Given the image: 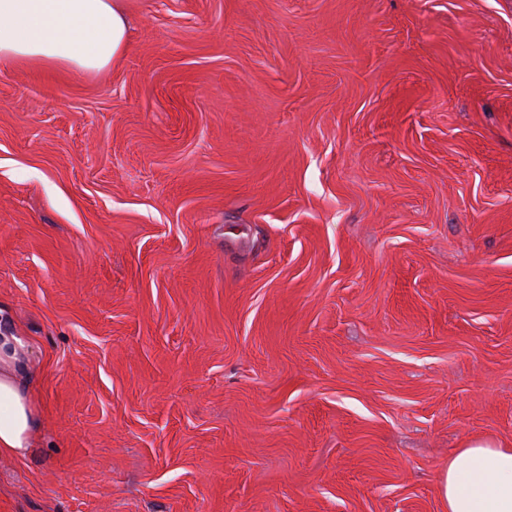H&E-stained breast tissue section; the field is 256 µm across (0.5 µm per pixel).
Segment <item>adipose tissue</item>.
I'll return each mask as SVG.
<instances>
[{
	"label": "adipose tissue",
	"mask_w": 512,
	"mask_h": 512,
	"mask_svg": "<svg viewBox=\"0 0 512 512\" xmlns=\"http://www.w3.org/2000/svg\"><path fill=\"white\" fill-rule=\"evenodd\" d=\"M118 0H0V64L98 72L126 49ZM26 341L0 308V454L27 455L40 417ZM446 512H512V448L476 441L449 456Z\"/></svg>",
	"instance_id": "obj_1"
}]
</instances>
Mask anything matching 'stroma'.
<instances>
[{"label": "stroma", "mask_w": 512, "mask_h": 512, "mask_svg": "<svg viewBox=\"0 0 512 512\" xmlns=\"http://www.w3.org/2000/svg\"><path fill=\"white\" fill-rule=\"evenodd\" d=\"M0 65V512H444L512 447V0H122ZM120 0H0V64L81 72L112 65L126 49ZM25 349L24 336L0 307V454L26 456L36 448L32 435L40 417ZM439 489L447 512H512V448L474 441L456 449Z\"/></svg>", "instance_id": "obj_1"}]
</instances>
